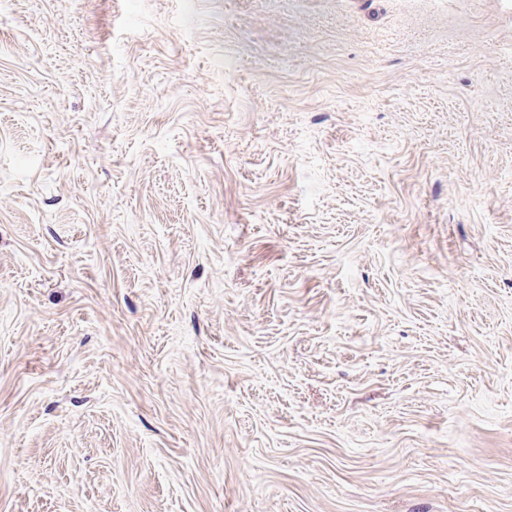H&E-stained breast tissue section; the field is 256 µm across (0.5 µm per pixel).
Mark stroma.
Instances as JSON below:
<instances>
[{
    "instance_id": "35a3bbf8",
    "label": "stroma",
    "mask_w": 512,
    "mask_h": 512,
    "mask_svg": "<svg viewBox=\"0 0 512 512\" xmlns=\"http://www.w3.org/2000/svg\"><path fill=\"white\" fill-rule=\"evenodd\" d=\"M0 512H512V0H0Z\"/></svg>"
}]
</instances>
